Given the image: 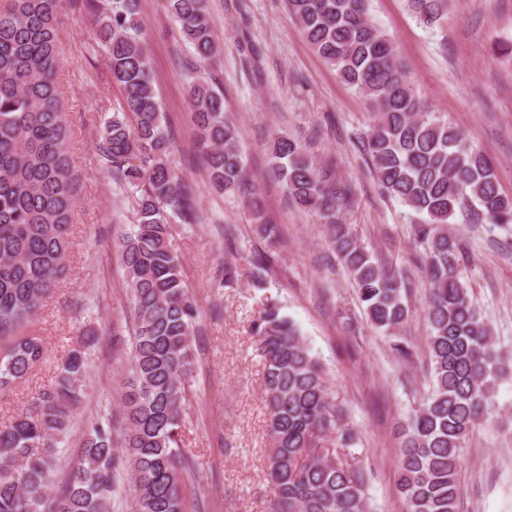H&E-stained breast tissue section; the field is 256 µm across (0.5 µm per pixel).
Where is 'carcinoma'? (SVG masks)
Listing matches in <instances>:
<instances>
[{
    "label": "carcinoma",
    "mask_w": 512,
    "mask_h": 512,
    "mask_svg": "<svg viewBox=\"0 0 512 512\" xmlns=\"http://www.w3.org/2000/svg\"><path fill=\"white\" fill-rule=\"evenodd\" d=\"M64 0H0V390L44 358L38 336H20L63 280L77 195L62 92L58 18ZM97 12V46L122 101L103 126L99 151L112 178L141 185L135 224L120 239L131 295L133 341L119 414L85 433L79 462L54 490L58 444L85 400V342L69 349L55 380L22 414L0 426V512H112L119 470L135 492L133 512H183L186 450L181 426L192 373L197 307L169 245L160 204L196 219L191 189L167 165L171 137L156 97L142 39L140 0H107ZM416 21L441 24L448 0H407ZM193 47L187 97L209 187L237 194L259 235L275 242L240 150L239 128L224 117V90L198 76L221 48L205 0H168ZM316 53L371 104L363 147L384 192L415 215L414 260L429 286L430 391L399 429V489L405 512H457L458 476L468 435L488 415L506 373L490 327L459 277L465 252L448 231L456 212L479 224H512V197L492 165L459 127L436 115L412 90L405 65L374 22L368 0H288ZM273 173L288 196L330 224L331 241L352 278L368 320L390 336L411 315V278L386 270L339 217L350 198L336 194L332 164L316 165L288 138L273 140ZM253 331L265 366L269 410V512H370L365 474L336 460L318 441H353L330 399L326 373L296 324L267 304Z\"/></svg>",
    "instance_id": "carcinoma-1"
}]
</instances>
